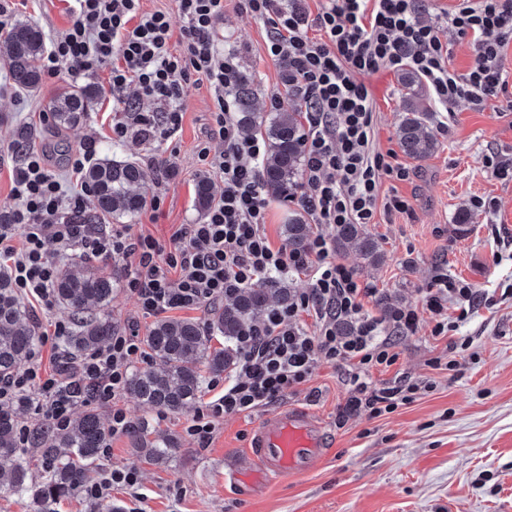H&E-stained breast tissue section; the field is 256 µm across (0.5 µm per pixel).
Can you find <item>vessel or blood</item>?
<instances>
[{
	"label": "vessel or blood",
	"mask_w": 512,
	"mask_h": 512,
	"mask_svg": "<svg viewBox=\"0 0 512 512\" xmlns=\"http://www.w3.org/2000/svg\"><path fill=\"white\" fill-rule=\"evenodd\" d=\"M323 423L309 409L286 406L254 428L244 450L246 466L231 467L224 478L247 489H261L284 477L308 473L327 454Z\"/></svg>",
	"instance_id": "vessel-or-blood-1"
}]
</instances>
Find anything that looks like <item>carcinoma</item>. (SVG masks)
Listing matches in <instances>:
<instances>
[{
  "label": "carcinoma",
  "instance_id": "cac0c4a2",
  "mask_svg": "<svg viewBox=\"0 0 512 512\" xmlns=\"http://www.w3.org/2000/svg\"><path fill=\"white\" fill-rule=\"evenodd\" d=\"M4 65L8 79L19 91L32 92L39 88L41 61L45 53L44 33L37 25L24 21L12 24L3 39ZM408 91L404 115L399 124V142L403 152L413 158L425 157L437 148V139L427 125V112L421 106L425 90L414 72L401 76ZM257 88L252 76L240 73L235 83V98L240 111V125L245 129L263 130L268 149L261 161L264 189L274 198L287 199L297 186L302 164L304 131L298 108L286 103L269 120L252 111ZM98 98L92 84L68 85L56 92L45 104L58 130L75 127L89 116ZM84 182L93 192V208L71 216L76 224H99L111 218H133L144 205L140 188L144 171L137 160L103 158L89 166ZM211 203L210 186L204 179L196 188V206L204 214ZM310 228L301 215H295L283 225L288 249L306 250ZM358 249L373 263L382 259L376 240L361 224H340L334 235V249L342 254ZM119 278L110 274L89 272L80 274L73 264L65 263L58 271L54 289L60 306L68 311L73 329L63 341L64 356L78 360L96 350L116 331L105 309L112 302V293ZM282 304L292 298L291 288L282 279L271 281L267 290H240L233 298L212 313L207 325L190 318L164 317L150 327L144 342L151 355L162 362V368L137 369L129 376L127 389L144 405L171 413L191 408L202 391L201 367L211 374L231 370L238 362V352L226 346H211L213 335L233 340L267 310L270 298ZM40 340L37 326L21 302L8 270L0 267V377L17 369L28 358ZM128 435L136 451L149 461L165 463L176 452L172 438L149 440L144 426L130 425ZM112 439V430L97 414L86 412L71 420L67 428L39 432L36 443L44 445L47 460L43 473L33 478L28 465L18 457L16 411L0 409V487L29 500L32 512H48V507L60 500L80 494L89 470L99 460L101 448Z\"/></svg>",
  "mask_w": 512,
  "mask_h": 512
}]
</instances>
